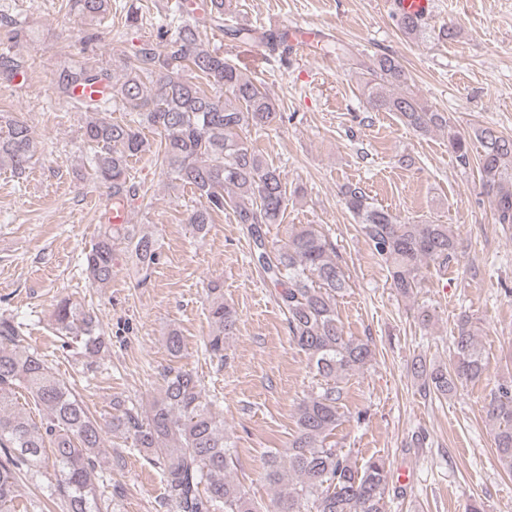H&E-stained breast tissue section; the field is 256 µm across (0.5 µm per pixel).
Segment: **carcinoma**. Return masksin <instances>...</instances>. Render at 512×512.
I'll use <instances>...</instances> for the list:
<instances>
[{
	"mask_svg": "<svg viewBox=\"0 0 512 512\" xmlns=\"http://www.w3.org/2000/svg\"><path fill=\"white\" fill-rule=\"evenodd\" d=\"M68 6L90 21L112 12L111 0H68ZM177 10L180 24L173 30L160 26L141 40L123 59L120 76L90 58L76 60L58 70L57 93L86 115L81 136L91 150L88 167L92 179L110 190L109 201L135 199L139 188L129 161L150 154L171 181L190 187L201 199L187 217L195 233H205L227 209L236 223L247 225L251 258L277 290L289 340L307 356L322 383L298 404L288 451L267 454L265 478L275 489L271 506L234 479L238 458L227 446L218 401L207 398L197 374L179 366L184 342L177 331L164 339L172 365L164 373L161 396L141 404L117 402L109 425L128 435L130 448L159 465L166 488L163 506L171 512H386L385 461L372 457L359 466L329 443L344 417L342 381L374 356L369 341L345 334L337 315L336 300L347 281L336 248L312 224L279 246H268L264 237L263 226L279 223L287 208V188L281 171L240 132L280 126L287 116L241 64L199 39V29H218L239 42L274 51L287 45L288 33L225 26L224 0H181ZM397 25L411 39L424 32L415 16L401 15ZM24 69L23 58L0 54L3 79L9 81ZM369 75V107L395 113L418 134H446L448 151L461 165L476 160L480 193L493 198L497 223L512 224V137L491 126L467 134L457 129L448 113L431 109L408 89V74L391 54L378 56ZM98 81L111 87L108 96L86 101L71 95L72 87ZM117 110L125 113L124 119L104 117ZM146 129L160 136L155 151ZM39 151L40 142L26 121H7V131L0 134V166L20 178ZM343 196L373 254L384 263L390 286L402 298H411L421 287L427 261H446L457 249L456 235L447 224H399L360 189L347 187ZM120 250L135 258L141 285L161 258L153 234L104 224L83 259L92 286L110 284ZM209 293L211 332L204 353L222 362L225 342L237 330V312L224 303L222 289L214 287ZM53 327L62 348L86 358L90 372L109 352L110 340L96 316L68 298L56 304ZM22 329V323L0 315V512H10L23 478L49 466L54 481L47 501L59 512H112V496L98 494L102 427L42 356L20 345ZM478 332L464 314L451 338L450 367L423 358L412 362L413 376L424 392L450 397L460 385L481 379L485 359ZM18 388L45 407L41 422L18 410ZM483 411L498 463L512 473V380L498 385Z\"/></svg>",
	"mask_w": 512,
	"mask_h": 512,
	"instance_id": "cac0c4a2",
	"label": "carcinoma"
}]
</instances>
